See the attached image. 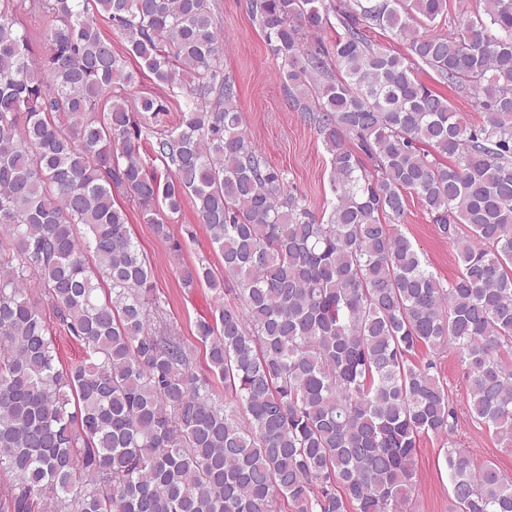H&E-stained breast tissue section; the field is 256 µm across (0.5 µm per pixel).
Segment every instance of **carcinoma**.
Here are the masks:
<instances>
[{
    "instance_id": "obj_1",
    "label": "carcinoma",
    "mask_w": 512,
    "mask_h": 512,
    "mask_svg": "<svg viewBox=\"0 0 512 512\" xmlns=\"http://www.w3.org/2000/svg\"><path fill=\"white\" fill-rule=\"evenodd\" d=\"M478 2L449 24L447 0H246L330 155L318 215L242 129L209 0H0V512H404L429 434L456 512H512V480L453 442L436 361L412 360L454 349L472 421L512 450V0ZM36 10L40 45L19 20ZM332 12L326 47L311 37ZM99 16L179 125L140 121L167 100L129 103ZM422 64L471 89L479 125ZM119 193L165 239L194 201L224 274L201 260L181 283L213 292L195 332L228 398L163 325ZM410 194L456 247L446 285L399 229ZM36 292L78 363L57 365Z\"/></svg>"
}]
</instances>
